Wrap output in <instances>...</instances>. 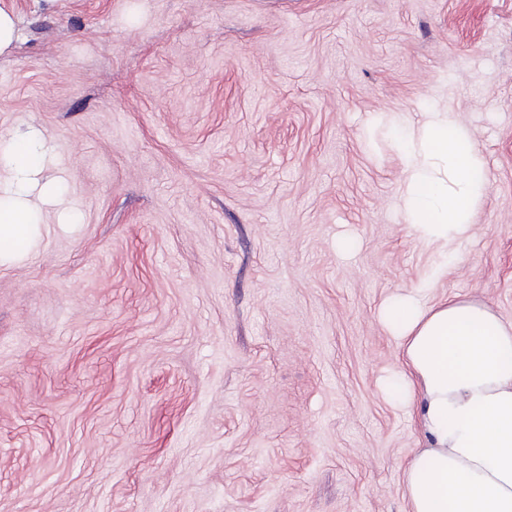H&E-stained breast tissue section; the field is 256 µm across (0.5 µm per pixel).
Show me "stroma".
<instances>
[{
	"label": "stroma",
	"mask_w": 512,
	"mask_h": 512,
	"mask_svg": "<svg viewBox=\"0 0 512 512\" xmlns=\"http://www.w3.org/2000/svg\"><path fill=\"white\" fill-rule=\"evenodd\" d=\"M0 3V145L58 193L0 266V512H407L379 312L512 320V0ZM435 109L490 182L452 259L391 131ZM17 38V20L14 14L0 7V55L9 51Z\"/></svg>",
	"instance_id": "35a3bbf8"
}]
</instances>
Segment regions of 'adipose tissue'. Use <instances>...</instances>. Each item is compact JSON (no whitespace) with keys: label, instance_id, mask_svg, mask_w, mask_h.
<instances>
[{"label":"adipose tissue","instance_id":"obj_1","mask_svg":"<svg viewBox=\"0 0 512 512\" xmlns=\"http://www.w3.org/2000/svg\"><path fill=\"white\" fill-rule=\"evenodd\" d=\"M397 137L414 236L443 248L470 239L489 186L470 133L443 111L401 125ZM49 154L34 130L0 150V264L33 243L38 214L29 192ZM380 321L402 366L389 392L416 404L429 442L403 469L409 512H512V320L475 300L427 304L413 291L387 301Z\"/></svg>","mask_w":512,"mask_h":512}]
</instances>
